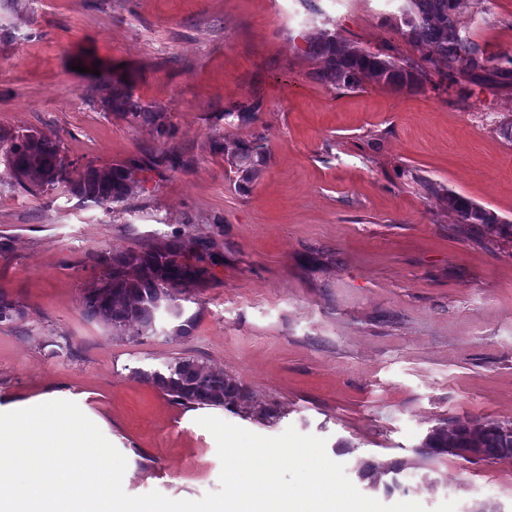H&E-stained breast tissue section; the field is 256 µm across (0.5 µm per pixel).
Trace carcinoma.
<instances>
[{"instance_id":"carcinoma-1","label":"carcinoma","mask_w":512,"mask_h":512,"mask_svg":"<svg viewBox=\"0 0 512 512\" xmlns=\"http://www.w3.org/2000/svg\"><path fill=\"white\" fill-rule=\"evenodd\" d=\"M402 38L420 52L418 58L372 52L349 44L334 32L323 30L311 38L309 55L315 63L310 77L334 89L354 90L376 83L393 90H418L431 82L429 66L443 65L448 74L472 77L488 71L484 52L467 31L459 0H404L400 8ZM102 107L131 124H148L160 139L174 136L165 109L147 105L122 82L107 73L96 76ZM262 101L226 109V125L257 120ZM256 136L226 141L211 138L210 150L229 158L241 180L253 178L263 160ZM0 160L14 183L24 189L35 186L54 190L60 186L70 194L106 210L125 207L134 190L149 180L148 173L161 167L176 169L186 164L180 155L162 152L152 157L130 158L107 168L87 166L77 178L69 176L61 140L38 131L0 132ZM448 212L455 216L454 232L484 239L512 241V222L451 190L443 194ZM206 241L168 239L147 243L119 254L100 253L99 282L81 298L83 312L112 329L118 336H153L167 325L171 334H189L196 315L186 314L182 295L208 279ZM23 314L19 302L0 295V322ZM135 378L148 383L180 405L234 409L244 399L243 389L228 375L212 370L204 362L184 357L164 367L138 370ZM420 447L445 455L450 448H482L499 460L512 458V421L486 420L480 425L459 421L442 422L423 438Z\"/></svg>"}]
</instances>
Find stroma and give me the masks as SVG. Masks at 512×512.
Returning <instances> with one entry per match:
<instances>
[{
	"label": "stroma",
	"mask_w": 512,
	"mask_h": 512,
	"mask_svg": "<svg viewBox=\"0 0 512 512\" xmlns=\"http://www.w3.org/2000/svg\"><path fill=\"white\" fill-rule=\"evenodd\" d=\"M402 0H0V130L58 134L74 168L173 150L113 213L61 191H23L0 164V407L78 405L125 456L123 488L198 500L220 488L214 416L255 434L326 441L364 495L426 512H512V459L435 458L443 420L512 421V244L453 237L441 193L512 221V89L484 79L395 91L310 78L308 41L328 29L412 55ZM462 5L492 66L512 55V0ZM108 68L165 108L169 141L103 111L86 69ZM261 99L255 122L219 114ZM262 134L247 187L209 139ZM211 246L210 279L187 293L189 336H118L82 312L99 252L173 235ZM192 356L242 387L236 410L187 407L135 379ZM401 465L386 492L361 465Z\"/></svg>",
	"instance_id": "35a3bbf8"
}]
</instances>
